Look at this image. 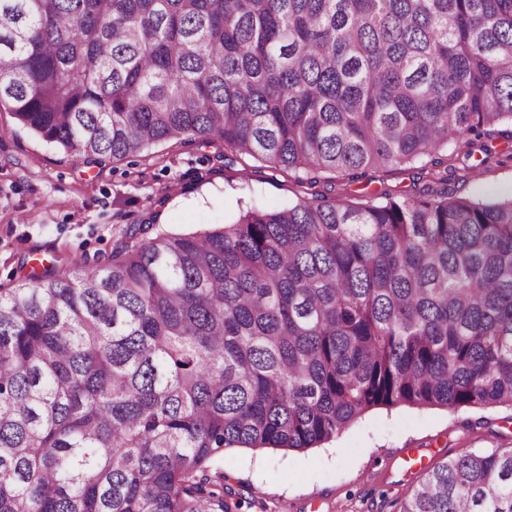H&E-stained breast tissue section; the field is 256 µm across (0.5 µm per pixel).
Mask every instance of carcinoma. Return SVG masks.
I'll list each match as a JSON object with an SVG mask.
<instances>
[{
	"label": "carcinoma",
	"instance_id": "1",
	"mask_svg": "<svg viewBox=\"0 0 512 512\" xmlns=\"http://www.w3.org/2000/svg\"><path fill=\"white\" fill-rule=\"evenodd\" d=\"M88 164L340 174L512 138V0H0V109ZM512 407V196L303 198L0 288V512H234L207 468L378 406ZM398 512H512V448Z\"/></svg>",
	"mask_w": 512,
	"mask_h": 512
}]
</instances>
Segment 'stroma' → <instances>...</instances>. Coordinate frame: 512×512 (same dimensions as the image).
Here are the masks:
<instances>
[{"label":"stroma","instance_id":"obj_1","mask_svg":"<svg viewBox=\"0 0 512 512\" xmlns=\"http://www.w3.org/2000/svg\"><path fill=\"white\" fill-rule=\"evenodd\" d=\"M488 150L504 163H483ZM473 157L481 165L467 176L463 157L437 153L449 189L478 198L512 194V140L489 139ZM433 187L417 164L356 180H310L196 141L88 165L1 111L0 288L27 275L34 256L68 269L128 237L192 233L232 222L247 208L314 197L355 201L385 189L413 197ZM511 448V408L398 405L371 409L336 439L304 451L226 449L211 470L223 473L239 512H398L401 498L437 463Z\"/></svg>","mask_w":512,"mask_h":512}]
</instances>
